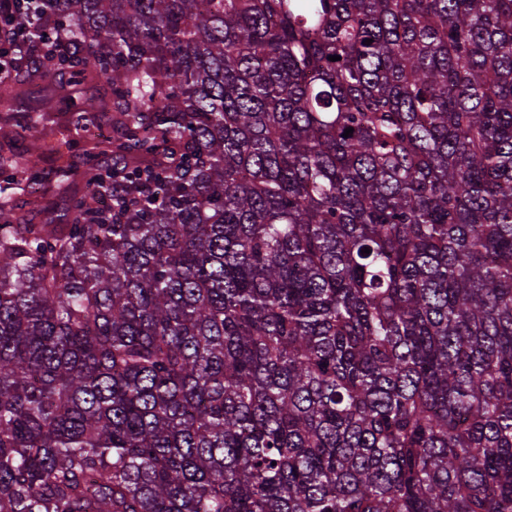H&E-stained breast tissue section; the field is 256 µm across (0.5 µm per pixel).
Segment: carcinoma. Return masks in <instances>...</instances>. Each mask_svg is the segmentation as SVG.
Segmentation results:
<instances>
[{
    "mask_svg": "<svg viewBox=\"0 0 512 512\" xmlns=\"http://www.w3.org/2000/svg\"><path fill=\"white\" fill-rule=\"evenodd\" d=\"M30 8L0 512H512V0Z\"/></svg>",
    "mask_w": 512,
    "mask_h": 512,
    "instance_id": "cac0c4a2",
    "label": "carcinoma"
}]
</instances>
